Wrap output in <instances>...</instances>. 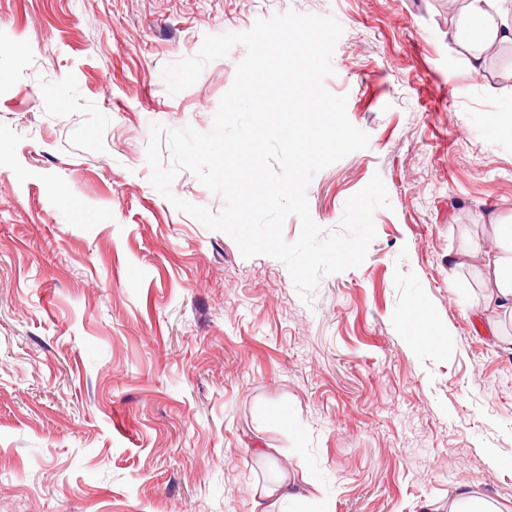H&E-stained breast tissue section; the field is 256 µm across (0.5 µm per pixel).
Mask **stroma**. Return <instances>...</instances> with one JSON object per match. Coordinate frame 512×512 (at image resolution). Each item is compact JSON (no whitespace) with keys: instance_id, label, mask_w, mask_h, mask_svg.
Returning <instances> with one entry per match:
<instances>
[{"instance_id":"obj_1","label":"stroma","mask_w":512,"mask_h":512,"mask_svg":"<svg viewBox=\"0 0 512 512\" xmlns=\"http://www.w3.org/2000/svg\"><path fill=\"white\" fill-rule=\"evenodd\" d=\"M343 28L324 85L369 145L317 172L338 229L381 176L363 263L301 298L283 263L150 183L151 127L211 129L246 50L165 65L288 11ZM448 0H0V512H512V321L451 269L512 216V50L448 46ZM273 449L260 458L255 448ZM496 503L469 486H458L448 500V512H499Z\"/></svg>"}]
</instances>
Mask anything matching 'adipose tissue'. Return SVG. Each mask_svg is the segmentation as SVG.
<instances>
[{"label": "adipose tissue", "mask_w": 512, "mask_h": 512, "mask_svg": "<svg viewBox=\"0 0 512 512\" xmlns=\"http://www.w3.org/2000/svg\"><path fill=\"white\" fill-rule=\"evenodd\" d=\"M448 18L451 50L476 73L483 72L492 53L512 45V0H453ZM492 246L482 256L464 251L454 258L463 266L481 261L491 286L489 299L503 317L512 319V222L492 219Z\"/></svg>", "instance_id": "adipose-tissue-1"}]
</instances>
